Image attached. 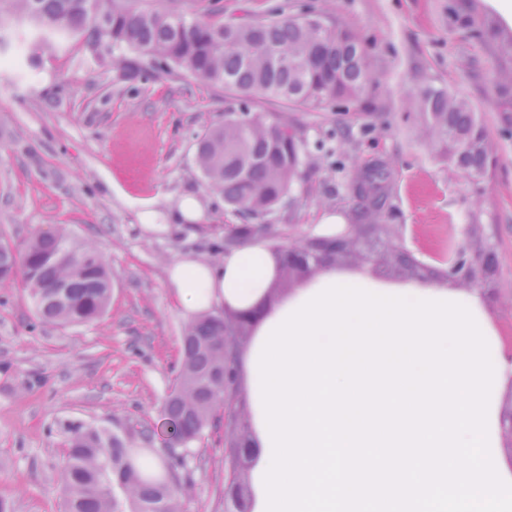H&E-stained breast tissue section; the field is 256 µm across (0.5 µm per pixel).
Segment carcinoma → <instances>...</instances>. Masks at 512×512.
Wrapping results in <instances>:
<instances>
[{
    "mask_svg": "<svg viewBox=\"0 0 512 512\" xmlns=\"http://www.w3.org/2000/svg\"><path fill=\"white\" fill-rule=\"evenodd\" d=\"M0 10L29 21L46 36H81L87 47L109 43L108 58L136 51L155 63H173L241 97L226 119L196 141V163L224 202L258 218L271 213L291 190L302 164V140L284 119L267 121L249 97L261 94L288 104L345 106L360 101L376 75L365 41L316 5L297 14L271 6L260 21L224 24L188 16L176 0H0ZM411 108L422 133L448 166L478 180L494 155L484 123L468 100L442 87L420 89ZM390 172L379 162L352 179L365 211L377 217L386 204ZM21 275L46 322L82 325L107 309L112 279L99 250L71 241L62 231L35 236L22 253L0 241V279ZM248 325L222 314L191 323L183 337L184 359L174 390L163 405L162 442L189 448L209 426L224 400V336H243ZM61 484L65 512H185L177 471L159 467L145 448H129L117 435L70 425ZM247 463L233 465L234 500L249 491L239 479Z\"/></svg>",
    "mask_w": 512,
    "mask_h": 512,
    "instance_id": "cac0c4a2",
    "label": "carcinoma"
}]
</instances>
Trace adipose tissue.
Listing matches in <instances>:
<instances>
[{"label":"adipose tissue","instance_id":"ef3b65f1","mask_svg":"<svg viewBox=\"0 0 512 512\" xmlns=\"http://www.w3.org/2000/svg\"><path fill=\"white\" fill-rule=\"evenodd\" d=\"M279 277L258 234L166 269L187 317L260 311L234 362L259 459L255 512H512L500 453L512 353L481 293L327 265L267 303Z\"/></svg>","mask_w":512,"mask_h":512}]
</instances>
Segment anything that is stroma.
Wrapping results in <instances>:
<instances>
[{
	"instance_id": "obj_1",
	"label": "stroma",
	"mask_w": 512,
	"mask_h": 512,
	"mask_svg": "<svg viewBox=\"0 0 512 512\" xmlns=\"http://www.w3.org/2000/svg\"><path fill=\"white\" fill-rule=\"evenodd\" d=\"M317 2L367 39L380 79L355 105L268 112L274 122L288 118L303 140L300 178L263 218L269 245L319 235L327 211L366 223L350 183L360 169L386 163L380 228L360 233L336 267L357 269L358 254L368 253L376 277L413 278L384 254L390 238L440 275L449 244L493 237L498 271L480 291L512 350V98L497 93L499 74L512 71V56L498 51L512 26L488 0ZM452 5L483 37L452 24ZM0 32V54L11 59L0 66V239L20 248L38 233L65 230L97 245L112 278L107 313L80 326L42 321L21 282L0 281V501L8 512H62L70 423L141 448L143 431L162 418L187 324L166 286L167 265L191 250L217 258V244L248 218L225 206L195 161L198 136L223 123L231 94L173 64L131 75L80 39L47 42L12 18L0 21ZM428 85L447 87L479 113L497 150L484 180L450 170L420 135L409 102ZM188 196L202 203L207 222L144 225L149 211H174ZM226 471L224 430L212 424L179 469L186 512H224Z\"/></svg>"
}]
</instances>
